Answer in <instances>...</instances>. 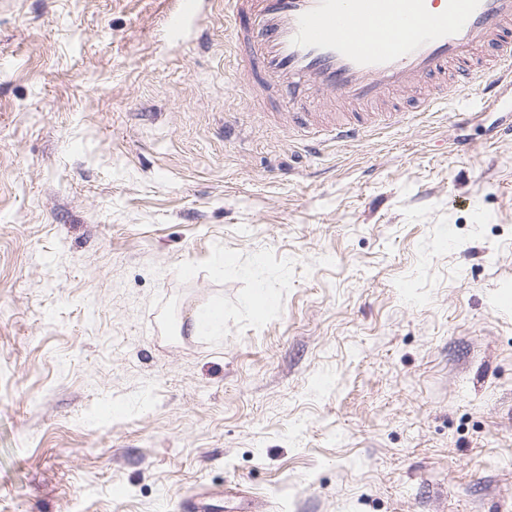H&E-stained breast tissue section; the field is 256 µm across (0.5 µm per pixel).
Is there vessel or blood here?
Returning <instances> with one entry per match:
<instances>
[{
  "label": "vessel or blood",
  "instance_id": "b4317fda",
  "mask_svg": "<svg viewBox=\"0 0 512 512\" xmlns=\"http://www.w3.org/2000/svg\"><path fill=\"white\" fill-rule=\"evenodd\" d=\"M251 102L276 95L310 152L398 120L394 97L430 112L512 85V0H224Z\"/></svg>",
  "mask_w": 512,
  "mask_h": 512
}]
</instances>
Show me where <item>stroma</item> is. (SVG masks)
I'll list each match as a JSON object with an SVG mask.
<instances>
[{
	"label": "stroma",
	"instance_id": "35a3bbf8",
	"mask_svg": "<svg viewBox=\"0 0 512 512\" xmlns=\"http://www.w3.org/2000/svg\"><path fill=\"white\" fill-rule=\"evenodd\" d=\"M199 5L0 0V512H512V120L309 154ZM204 314H211L212 320L207 326L202 325ZM224 327V311L221 308H213L197 312L192 315L189 330L192 335L222 336Z\"/></svg>",
	"mask_w": 512,
	"mask_h": 512
}]
</instances>
